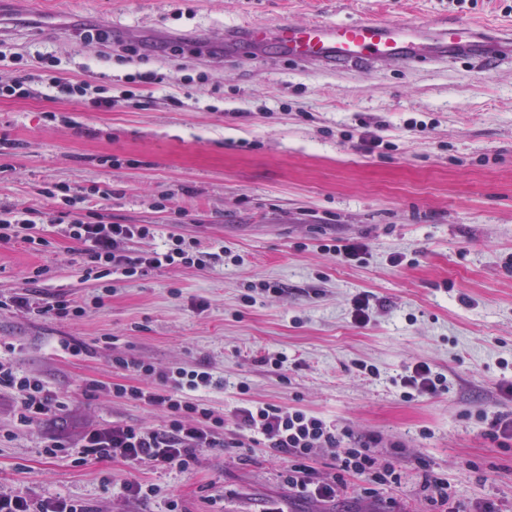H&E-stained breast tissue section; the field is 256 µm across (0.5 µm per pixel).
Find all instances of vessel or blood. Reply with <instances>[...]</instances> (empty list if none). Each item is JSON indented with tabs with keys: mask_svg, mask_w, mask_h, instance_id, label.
<instances>
[{
	"mask_svg": "<svg viewBox=\"0 0 512 512\" xmlns=\"http://www.w3.org/2000/svg\"><path fill=\"white\" fill-rule=\"evenodd\" d=\"M274 45L288 59L311 69L372 67L387 62L408 68L423 61H448L467 54L490 70L512 57V33H494L477 25L434 20L404 25L364 19L355 22L316 21L269 27L244 22L224 32L227 51H248Z\"/></svg>",
	"mask_w": 512,
	"mask_h": 512,
	"instance_id": "1",
	"label": "vessel or blood"
}]
</instances>
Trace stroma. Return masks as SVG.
<instances>
[{
  "label": "stroma",
  "mask_w": 512,
  "mask_h": 512,
  "mask_svg": "<svg viewBox=\"0 0 512 512\" xmlns=\"http://www.w3.org/2000/svg\"><path fill=\"white\" fill-rule=\"evenodd\" d=\"M438 17L505 30L512 0H0V42L18 54L0 79L25 76L47 51L70 80L166 76L135 87L140 107L111 85L107 112L38 92L0 98V206L46 212L48 242L40 252L0 244V295L30 286L29 271L43 266L33 285L41 297L89 304L75 319L0 310L14 365L67 403L62 419L25 427L0 388V488L73 497L98 512H167L171 496L183 512H264L272 499L284 512H428L422 481L432 475L447 479L464 512L486 500L512 512V440L488 433L492 418L512 417V62L492 72L465 59L313 71L262 56L223 63L207 47L244 20ZM87 25L112 28L139 59L107 60L79 41ZM367 130L383 140L369 154L358 148ZM56 184L109 190L91 203L106 222L154 225L127 251L160 249L175 233L223 246L224 257L117 280L103 296L102 281L82 280L80 246L39 194ZM348 239L368 245L365 259L320 249ZM361 293L373 305L365 326L352 319ZM267 353L286 361L273 369L259 361ZM116 355L154 372L124 375ZM358 361L377 377L358 375ZM417 362L447 377V393L402 398L396 381ZM200 364L224 380L201 396L226 430L251 401L300 408L345 443L372 441L400 484L376 501L350 493L316 504L289 491L285 462L261 443L247 462L205 449L186 471L45 454L51 439L72 442L91 426L162 425L166 413L108 384L151 385L156 372ZM127 480L158 494L124 498Z\"/></svg>",
  "instance_id": "35a3bbf8"
}]
</instances>
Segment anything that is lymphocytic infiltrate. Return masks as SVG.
<instances>
[{"label": "lymphocytic infiltrate", "mask_w": 512, "mask_h": 512, "mask_svg": "<svg viewBox=\"0 0 512 512\" xmlns=\"http://www.w3.org/2000/svg\"><path fill=\"white\" fill-rule=\"evenodd\" d=\"M35 82L48 93L77 100L89 96L97 109L108 111L112 108L113 100L108 96L106 86L94 87L84 80L68 81L48 69L33 79L0 81V98L29 97ZM42 193L55 200L61 216L67 217L64 234L81 246L79 265L84 277L131 279L143 275L148 269L177 263L204 269L219 257L218 252L200 250L196 241L178 235L169 236L162 249L150 253L126 252L124 243L152 236L153 226L107 223L94 210L79 211V204L86 202L88 196L99 195L100 190L96 187L90 188L85 195L72 193L64 186L46 187ZM1 242H20L34 251L42 250L47 244L36 230L32 210L19 211L10 207H0ZM4 307L59 319L80 317L86 312L84 305L66 295L58 294L46 301L29 290L0 299V309ZM157 381V386L144 388L115 383L111 391L114 396L163 409L168 415L164 427L144 428L124 422L90 427L83 431L76 443L52 440L46 447L47 455L53 458L71 450L82 463L118 457L133 466L185 471L196 464L200 450L245 447L241 435H223V419L215 417L207 405L190 397L192 391L217 385L218 380L208 367L172 369L159 373ZM0 387L12 391L17 420L25 426L58 415L66 406L63 398L51 391L41 378L22 374L2 359ZM234 416L238 425L265 436L269 450L287 460L285 480L289 489L303 498L319 503L335 501L353 477L359 481V495L373 499L381 486L397 482L399 478L393 463H378L369 444L343 445L335 426L308 411L268 403H248L237 407ZM321 448L332 449L336 456L337 472L329 478L315 476L310 465L313 455ZM0 512L96 510L70 497L39 496L14 490L0 491Z\"/></svg>", "instance_id": "obj_1"}]
</instances>
